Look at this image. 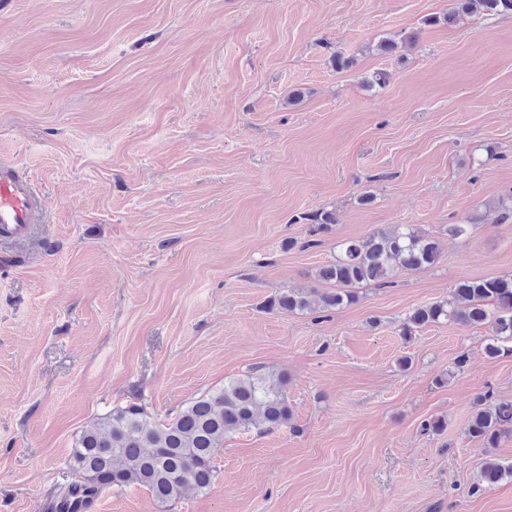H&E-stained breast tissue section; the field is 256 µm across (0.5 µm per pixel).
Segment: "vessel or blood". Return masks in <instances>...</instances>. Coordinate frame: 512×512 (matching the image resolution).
Masks as SVG:
<instances>
[{
    "label": "vessel or blood",
    "mask_w": 512,
    "mask_h": 512,
    "mask_svg": "<svg viewBox=\"0 0 512 512\" xmlns=\"http://www.w3.org/2000/svg\"><path fill=\"white\" fill-rule=\"evenodd\" d=\"M41 210L42 201L32 181L14 164L0 161V242L26 238Z\"/></svg>",
    "instance_id": "b4317fda"
}]
</instances>
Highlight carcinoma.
Returning <instances> with one entry per match:
<instances>
[{
  "label": "carcinoma",
  "instance_id": "cac0c4a2",
  "mask_svg": "<svg viewBox=\"0 0 512 512\" xmlns=\"http://www.w3.org/2000/svg\"><path fill=\"white\" fill-rule=\"evenodd\" d=\"M455 7L443 16L450 24L461 13L485 18L512 15V0H454ZM301 219L308 225L310 248L317 237L332 230L336 213L322 210ZM440 246L434 237L406 224L376 230L362 239L344 240L336 259L319 268L318 277L336 286L318 294L315 290L290 288L271 298L264 307L281 313L320 310L328 312L359 300L356 288L374 282L392 285L402 270L436 265ZM453 321L465 325L491 324L486 352L492 358L512 355V276L463 280L450 299L413 309L400 324V335L431 323ZM288 379L281 373L253 368L224 386L198 398L171 420L160 423L143 407L116 408L98 426L75 440L69 468L78 480L61 485L53 497L51 512H87L106 489L140 486L149 491L161 512L193 487L205 490L215 479V448L224 437L240 431L271 432L288 424ZM490 397H476L468 433L488 448L512 432V402L484 407ZM481 481L493 485L512 479V464L486 460Z\"/></svg>",
  "mask_w": 512,
  "mask_h": 512
}]
</instances>
